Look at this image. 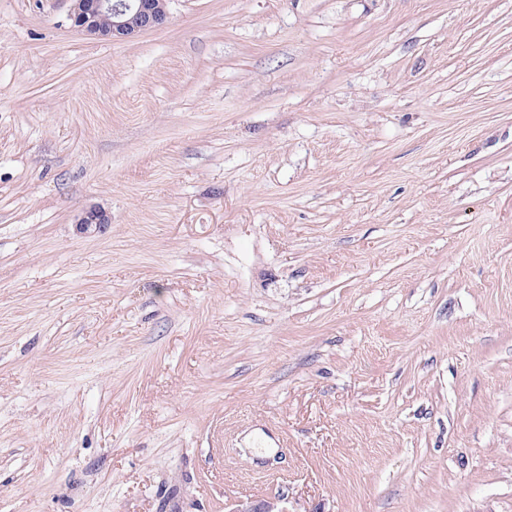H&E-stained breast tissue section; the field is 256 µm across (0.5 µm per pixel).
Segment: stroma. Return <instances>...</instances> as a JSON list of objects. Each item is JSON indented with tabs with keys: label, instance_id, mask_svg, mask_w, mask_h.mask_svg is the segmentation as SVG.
<instances>
[{
	"label": "stroma",
	"instance_id": "1",
	"mask_svg": "<svg viewBox=\"0 0 512 512\" xmlns=\"http://www.w3.org/2000/svg\"><path fill=\"white\" fill-rule=\"evenodd\" d=\"M71 6L0 0V512H512V0ZM71 27L96 39L124 41L163 26L168 19L165 0H71ZM109 17L106 26L101 18ZM284 501L282 496L239 499L231 512H288L283 506Z\"/></svg>",
	"mask_w": 512,
	"mask_h": 512
}]
</instances>
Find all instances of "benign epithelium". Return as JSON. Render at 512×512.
I'll return each instance as SVG.
<instances>
[{
  "mask_svg": "<svg viewBox=\"0 0 512 512\" xmlns=\"http://www.w3.org/2000/svg\"><path fill=\"white\" fill-rule=\"evenodd\" d=\"M71 27L96 39L124 41L163 26L168 19L166 0H72ZM109 223L103 210L92 207L78 221L80 230L91 232ZM285 498L269 496L239 499L231 512H288Z\"/></svg>",
  "mask_w": 512,
  "mask_h": 512,
  "instance_id": "7a95c632",
  "label": "benign epithelium"
}]
</instances>
